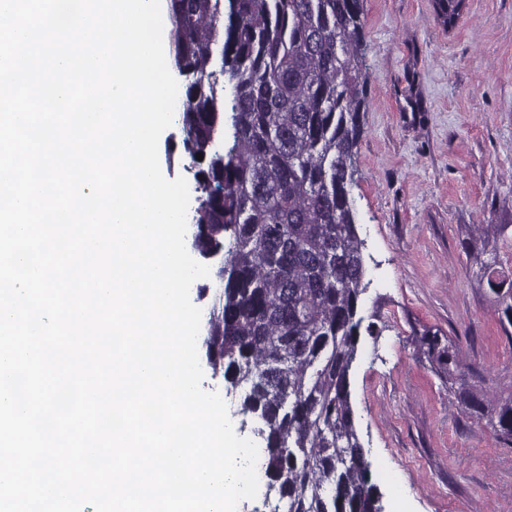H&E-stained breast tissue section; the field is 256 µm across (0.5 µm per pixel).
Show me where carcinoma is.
Returning a JSON list of instances; mask_svg holds the SVG:
<instances>
[{
  "label": "carcinoma",
  "instance_id": "obj_1",
  "mask_svg": "<svg viewBox=\"0 0 512 512\" xmlns=\"http://www.w3.org/2000/svg\"><path fill=\"white\" fill-rule=\"evenodd\" d=\"M167 2L171 60L186 77L178 123L198 192L193 246L224 253L207 363L257 424L266 489L286 512H381L350 391L367 288L350 197L366 107L361 0ZM464 3L438 0L448 24ZM490 229L469 244L473 260L495 248ZM504 284L492 292L512 326ZM418 345L458 408L512 445V394L471 385L455 340L425 333Z\"/></svg>",
  "mask_w": 512,
  "mask_h": 512
}]
</instances>
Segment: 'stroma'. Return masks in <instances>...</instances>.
<instances>
[{"mask_svg": "<svg viewBox=\"0 0 512 512\" xmlns=\"http://www.w3.org/2000/svg\"><path fill=\"white\" fill-rule=\"evenodd\" d=\"M367 110L351 195L370 284L351 402L383 512H512V447L461 412L417 339L456 340L476 387L512 394V342L464 240L504 224L512 280V0H363ZM168 179H192L179 126Z\"/></svg>", "mask_w": 512, "mask_h": 512, "instance_id": "35a3bbf8", "label": "stroma"}]
</instances>
